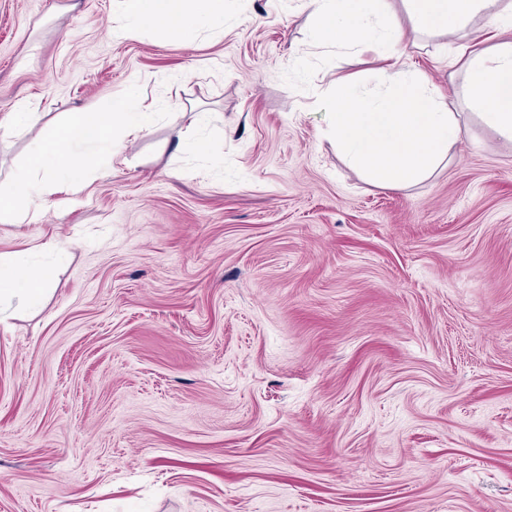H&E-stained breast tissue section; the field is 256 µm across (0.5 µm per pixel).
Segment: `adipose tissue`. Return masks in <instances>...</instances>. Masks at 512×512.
<instances>
[{"label":"adipose tissue","mask_w":512,"mask_h":512,"mask_svg":"<svg viewBox=\"0 0 512 512\" xmlns=\"http://www.w3.org/2000/svg\"><path fill=\"white\" fill-rule=\"evenodd\" d=\"M226 5L227 0H112L111 10L119 36H138L149 24L180 42L223 29ZM402 5L416 34L464 36L455 56L465 65L468 102L501 137L512 140V42L496 37L498 30L512 28V0H402ZM308 6L315 18L313 43L378 54L390 86L386 96L371 97L353 80L337 81L327 114L337 150L380 185L404 187L430 176L461 139V122L425 75L397 69L405 43L398 24L388 18L387 0H308ZM477 17L483 25L471 29ZM155 122L156 112L135 82L113 98L110 111L90 107L72 113L49 128L25 164L0 182V223L38 222L55 195L77 193L91 177H105L108 161L137 164L128 149ZM54 277L53 267L42 265L17 279L13 256L0 254V320L7 316V302L21 308L41 304Z\"/></svg>","instance_id":"1"}]
</instances>
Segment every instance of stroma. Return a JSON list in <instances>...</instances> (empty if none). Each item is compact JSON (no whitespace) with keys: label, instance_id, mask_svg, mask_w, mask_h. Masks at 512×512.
<instances>
[{"label":"stroma","instance_id":"stroma-1","mask_svg":"<svg viewBox=\"0 0 512 512\" xmlns=\"http://www.w3.org/2000/svg\"><path fill=\"white\" fill-rule=\"evenodd\" d=\"M112 27L110 0H0V117L133 78L159 107L138 166L0 223L18 276L58 267L0 322V512H512V141L441 39L399 66L466 133L389 188L324 118L336 77L386 93L379 62L313 45L303 0H230L183 43ZM198 112L210 162L175 149ZM39 139L0 138V170Z\"/></svg>","mask_w":512,"mask_h":512}]
</instances>
